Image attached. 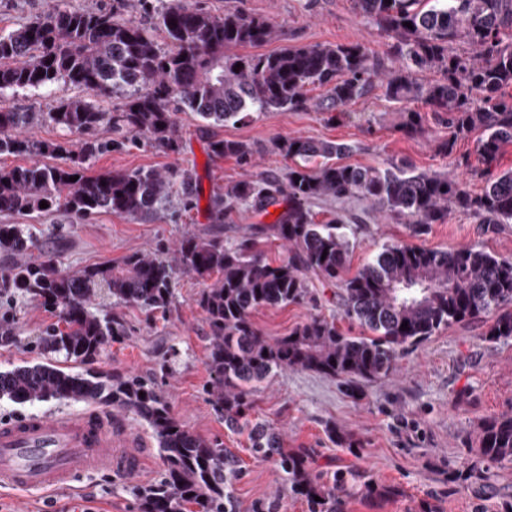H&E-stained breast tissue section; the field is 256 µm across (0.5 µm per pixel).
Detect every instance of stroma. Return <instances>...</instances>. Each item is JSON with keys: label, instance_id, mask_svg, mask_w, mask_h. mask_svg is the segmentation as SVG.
<instances>
[{"label": "stroma", "instance_id": "obj_1", "mask_svg": "<svg viewBox=\"0 0 512 512\" xmlns=\"http://www.w3.org/2000/svg\"><path fill=\"white\" fill-rule=\"evenodd\" d=\"M203 10L221 15L243 11L273 22L278 33L263 45L270 53L282 46L361 43L385 55L390 39L364 18L355 0H192ZM108 12L112 0H0V33L14 30L59 4ZM72 87L20 89L0 98V105L33 112L51 111L61 98L75 95ZM418 112L421 129L406 133L405 110ZM446 113L431 111L424 100L408 105L384 98L382 86L331 116L311 105L296 112L253 113L241 123H208L195 113L177 114L179 149L166 151L148 143L102 154L92 162L96 172L192 170L202 192L197 206L181 210L179 202L148 222L98 213L85 219L47 214L34 225L44 243H52L65 271L118 261L130 253L170 257L188 233L218 236L235 242L254 235L273 215L241 207L230 216L210 207L212 191L246 176L285 177L290 159L273 142L301 136L350 145L343 163L387 167L406 164L419 172L463 174L458 161L474 156L479 132L459 140L452 153L441 144L448 138ZM216 140H235L253 150L251 165L235 158L212 156ZM349 216L362 226L356 234L352 267L373 259L382 244L405 243L450 250L474 245L512 258V223L488 232L468 213L454 212L444 224L415 233L404 221L374 215L365 203H346ZM173 302L167 313L134 306H116L129 334L112 343L95 361L97 370L132 373L156 384L172 412L193 433L222 442L242 467L233 487L238 512H309L307 502L281 493L282 474L274 463L255 460L245 436L230 432L209 403L204 389L208 327L198 305L203 283L176 273ZM10 327L14 340L0 344V370L33 361L32 345L53 315L37 302L17 303ZM331 296L319 305L291 304L263 308L252 319L262 336L287 335L313 315L334 314ZM490 322L482 317L442 329L431 339L406 349L386 378L361 382V394H346L339 380L309 370L286 369L261 384L251 397L252 416L272 422L288 448L312 451V471L341 472L346 483L337 492L341 512H512V463H491L480 451L477 434L492 417L512 415V340L491 344L483 339ZM336 425L344 444L332 442L327 425ZM164 462L150 446L138 470L99 474L76 481L73 487L47 494L0 491V512H138L134 489L158 482Z\"/></svg>", "mask_w": 512, "mask_h": 512}]
</instances>
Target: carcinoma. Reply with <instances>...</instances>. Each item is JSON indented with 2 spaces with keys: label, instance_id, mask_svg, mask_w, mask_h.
I'll return each mask as SVG.
<instances>
[{
  "label": "carcinoma",
  "instance_id": "obj_1",
  "mask_svg": "<svg viewBox=\"0 0 512 512\" xmlns=\"http://www.w3.org/2000/svg\"><path fill=\"white\" fill-rule=\"evenodd\" d=\"M114 2L110 13L53 9L0 34V92L63 84L97 98L124 90L129 98L123 111L113 113L80 96L60 100L50 112L0 106V155L38 157L27 166L0 168V214L86 218L109 212L142 220L175 195L186 208L197 198L189 170L93 173L90 160L123 146L122 141L89 137L70 150L23 135L45 123L87 135L110 124L131 134L135 144L146 141L173 151L179 110L216 123H240L254 112L302 109L314 88L325 90L319 107L339 109L368 94L380 78L388 100L420 98L431 111L448 114L445 152L458 139L482 131L477 162L486 182L479 194L443 173L333 162L350 151L344 143L299 136L275 140V147L294 161L285 178L243 179L214 192L210 203L226 216L241 205L265 213L281 208L272 223L258 228L288 246V257L277 264L265 261L251 238L226 244L218 236L187 234L172 262L132 253L119 262L69 273L59 269L58 253L38 244L27 225L0 224V253L39 251L37 259L0 274V299H32L58 317L37 338L45 360L0 370V398L17 404H101L130 412L149 427L165 463L160 483L138 492L140 512H236L237 459L223 444L188 430L154 386L138 376L90 369L71 373L51 359L61 355L91 362L128 335L124 320L107 311L112 305L169 308L175 268L203 280L214 275L199 298L209 327L208 400L225 428L246 435L255 459L279 467L284 491L304 497L310 512H337L336 486L344 474L313 473L308 450L284 448L279 429L250 418L249 397L286 368L334 377L355 395L360 382L388 376L400 351L450 324L481 316L491 317L485 341L511 340L512 258L477 246L438 250L391 244L350 275L359 225L347 223L339 211L319 224L311 204L365 200L377 213L406 219L415 231L445 223L455 209L489 229L512 223V169L491 174L503 149L512 145V94L507 93L512 87V0H436L427 9L422 0H356L360 14L393 39L388 57L397 66L389 70L361 44L230 55L233 48L270 42L272 23L242 12L215 16L188 0H168L157 21L146 25L115 19L124 4ZM156 27L169 42L166 50L154 38ZM427 70L441 78L418 83L415 75ZM211 152L243 164L252 157L247 144L232 140L213 142ZM47 156L61 162L39 161ZM72 176L76 181H69ZM43 201L48 207H40ZM316 282L335 288L339 318L357 323L360 335L349 336L336 318L321 316L286 336L261 335L253 312L315 303ZM478 442L486 460L512 462V416L486 421Z\"/></svg>",
  "mask_w": 512,
  "mask_h": 512
}]
</instances>
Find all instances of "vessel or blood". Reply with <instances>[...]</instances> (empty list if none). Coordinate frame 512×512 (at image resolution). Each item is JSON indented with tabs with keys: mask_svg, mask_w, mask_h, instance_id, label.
Instances as JSON below:
<instances>
[{
	"mask_svg": "<svg viewBox=\"0 0 512 512\" xmlns=\"http://www.w3.org/2000/svg\"><path fill=\"white\" fill-rule=\"evenodd\" d=\"M111 413L91 409L0 423V487L51 491L136 464L120 452Z\"/></svg>",
	"mask_w": 512,
	"mask_h": 512,
	"instance_id": "obj_1",
	"label": "vessel or blood"
}]
</instances>
